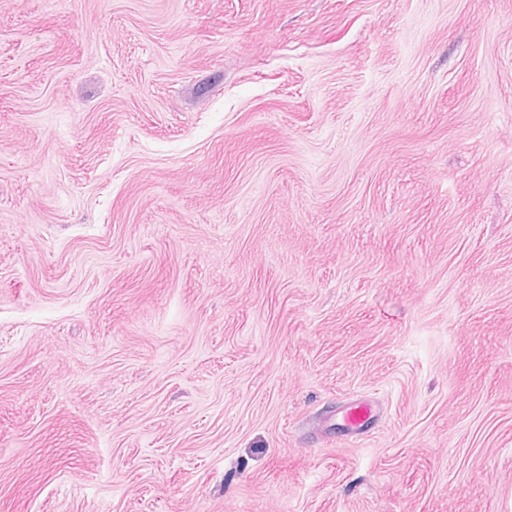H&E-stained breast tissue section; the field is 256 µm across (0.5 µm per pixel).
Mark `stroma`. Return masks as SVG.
Wrapping results in <instances>:
<instances>
[{"label": "stroma", "mask_w": 512, "mask_h": 512, "mask_svg": "<svg viewBox=\"0 0 512 512\" xmlns=\"http://www.w3.org/2000/svg\"><path fill=\"white\" fill-rule=\"evenodd\" d=\"M0 512H512V0H0Z\"/></svg>", "instance_id": "35a3bbf8"}]
</instances>
